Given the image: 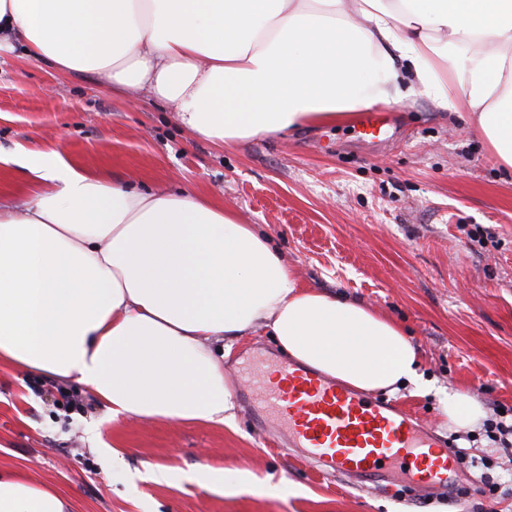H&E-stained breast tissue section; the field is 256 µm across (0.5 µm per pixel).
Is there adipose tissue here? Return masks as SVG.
Instances as JSON below:
<instances>
[{
	"instance_id": "obj_1",
	"label": "adipose tissue",
	"mask_w": 512,
	"mask_h": 512,
	"mask_svg": "<svg viewBox=\"0 0 512 512\" xmlns=\"http://www.w3.org/2000/svg\"><path fill=\"white\" fill-rule=\"evenodd\" d=\"M170 106L218 145L425 95L470 113L512 168V0H0V49ZM0 199V362L73 382L106 419L232 424L233 343L261 330L362 392L417 384L404 329L304 287L255 225L204 196L143 192L30 158ZM0 512H73L0 472Z\"/></svg>"
}]
</instances>
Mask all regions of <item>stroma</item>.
Segmentation results:
<instances>
[{
  "mask_svg": "<svg viewBox=\"0 0 512 512\" xmlns=\"http://www.w3.org/2000/svg\"><path fill=\"white\" fill-rule=\"evenodd\" d=\"M378 144L356 121L306 124L283 137L219 147L175 112L136 101L89 73L59 76L22 49L0 53V195L28 199L32 154L55 150L83 171L145 190L205 196L271 234L302 285L358 300L402 323L422 358L425 394L389 402L431 425L468 456L458 485L470 497L396 485L381 495L320 473L253 427L259 390L285 356L267 334L234 343L224 373L235 426L142 420L106 425L124 450L105 468L89 430L94 397L60 402L55 379L0 364V468L50 485L75 512H512V451L490 452L483 429L447 421L444 396L471 392L486 416L512 408V171L468 117L423 95L386 106ZM500 487L478 493L483 456ZM164 466L172 479L156 482ZM221 469L224 484L198 480Z\"/></svg>",
  "mask_w": 512,
  "mask_h": 512,
  "instance_id": "1",
  "label": "stroma"
}]
</instances>
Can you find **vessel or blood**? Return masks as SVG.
<instances>
[{"instance_id": "b4317fda", "label": "vessel or blood", "mask_w": 512, "mask_h": 512, "mask_svg": "<svg viewBox=\"0 0 512 512\" xmlns=\"http://www.w3.org/2000/svg\"><path fill=\"white\" fill-rule=\"evenodd\" d=\"M264 400L288 434L323 473L369 481L397 473L413 488L451 486L459 462L431 427L370 396L292 363L276 369Z\"/></svg>"}]
</instances>
